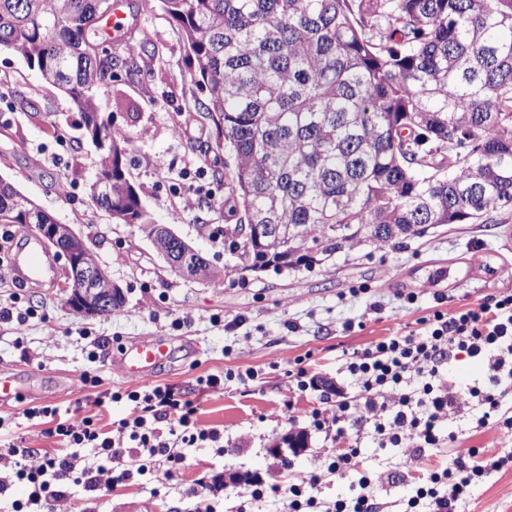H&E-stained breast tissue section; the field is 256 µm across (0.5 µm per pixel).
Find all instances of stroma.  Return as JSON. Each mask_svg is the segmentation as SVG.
Returning a JSON list of instances; mask_svg holds the SVG:
<instances>
[{
  "instance_id": "35a3bbf8",
  "label": "stroma",
  "mask_w": 512,
  "mask_h": 512,
  "mask_svg": "<svg viewBox=\"0 0 512 512\" xmlns=\"http://www.w3.org/2000/svg\"><path fill=\"white\" fill-rule=\"evenodd\" d=\"M125 25L135 32L137 51L117 59L111 80L98 89L104 119L129 142L125 173L151 221L167 225L226 275L219 284L178 276L136 225L115 223L90 196L100 157L82 136L78 113L22 58L1 51L0 176L83 235L119 285L124 303L107 316L78 314L66 302L60 256L56 283L25 288L42 314L20 333L0 322V375L18 378L22 388L20 396L0 404V417L12 423L0 437L54 448L55 419L31 421L23 411L50 406L56 418L65 417L90 395L88 376L115 391L146 383L173 386L195 400L202 426L223 432V452L192 451L175 486L158 490L144 478L96 499L79 496L75 512H194L187 488L230 473L284 486L289 472L315 471L333 448L332 439L310 426L323 394L293 391L291 361L302 359L316 382H332L351 397L356 390L342 372L344 353L414 329L434 308L451 313L486 295L512 291V212L496 214L491 224L441 226L397 246L365 245L309 270L242 269L230 252L234 223L224 217L233 157L218 147L214 125L198 112L203 94L192 80L195 65L186 44L153 0H133ZM192 177L206 192L189 202ZM361 284L366 292H358ZM409 292L415 303L406 302ZM155 336L168 341L169 358L146 380L125 375L124 346ZM95 337L102 351L93 360L88 353ZM248 368L258 371L256 381L231 379L210 395L196 389L198 377ZM287 402L288 422L281 418ZM468 424L461 415L450 416L447 425L458 432L457 441L422 453L377 447L371 425L362 427L361 471L377 489L383 512H402L411 476L471 447L460 434ZM298 430L306 433V449L295 457L281 439ZM287 458L293 463L289 471L282 467ZM462 510L512 512V470L477 486Z\"/></svg>"
}]
</instances>
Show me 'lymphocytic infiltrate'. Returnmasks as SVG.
I'll return each mask as SVG.
<instances>
[{
	"label": "lymphocytic infiltrate",
	"instance_id": "obj_1",
	"mask_svg": "<svg viewBox=\"0 0 512 512\" xmlns=\"http://www.w3.org/2000/svg\"><path fill=\"white\" fill-rule=\"evenodd\" d=\"M480 359L485 377L480 384L460 387L449 379L453 353ZM342 369L357 393L314 411L315 429L334 432L338 447L318 473L288 487L256 481L237 498L236 512H253L265 498L284 497L285 512H379L370 479L359 477L349 496L320 506L317 494L324 476L357 472L360 448L349 442L348 429L372 424L380 447L415 452L440 447L441 427L458 409L481 411L469 428L476 438L496 434V447L469 448L414 477V493L404 512H457L474 487L495 473L512 469V415L503 400L512 388V293L485 296L477 306L453 313L440 310L421 317L419 327L371 343L347 357ZM92 405H77L53 430L60 446L54 451L12 444L0 448V496L16 484L29 493L13 500L11 512H73V488L95 497L150 474L161 484L178 480L192 449L220 444L218 430L198 424L191 400L168 386H148L120 393L100 390ZM128 401L130 414L101 424L97 409L105 401Z\"/></svg>",
	"mask_w": 512,
	"mask_h": 512
}]
</instances>
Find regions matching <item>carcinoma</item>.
Returning a JSON list of instances; mask_svg holds the SVG:
<instances>
[{"mask_svg":"<svg viewBox=\"0 0 512 512\" xmlns=\"http://www.w3.org/2000/svg\"><path fill=\"white\" fill-rule=\"evenodd\" d=\"M195 64L198 102L231 152L228 213L272 224L242 269H310L364 245L512 211V0H157ZM109 0H0V50L64 93L100 150L96 204L149 223L104 126L91 57ZM51 216L0 177V224Z\"/></svg>","mask_w":512,"mask_h":512,"instance_id":"carcinoma-1","label":"carcinoma"}]
</instances>
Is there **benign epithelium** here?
Here are the masks:
<instances>
[{
  "label": "benign epithelium",
  "instance_id": "1",
  "mask_svg": "<svg viewBox=\"0 0 512 512\" xmlns=\"http://www.w3.org/2000/svg\"><path fill=\"white\" fill-rule=\"evenodd\" d=\"M39 234L47 244L64 251L69 259L67 279L74 289L75 311L86 317L112 311V296L117 285L98 260L89 259L92 250L85 238L69 224L39 225ZM155 234L165 237L170 247L161 257L177 273L188 276L200 254L164 225H155Z\"/></svg>",
  "mask_w": 512,
  "mask_h": 512
}]
</instances>
